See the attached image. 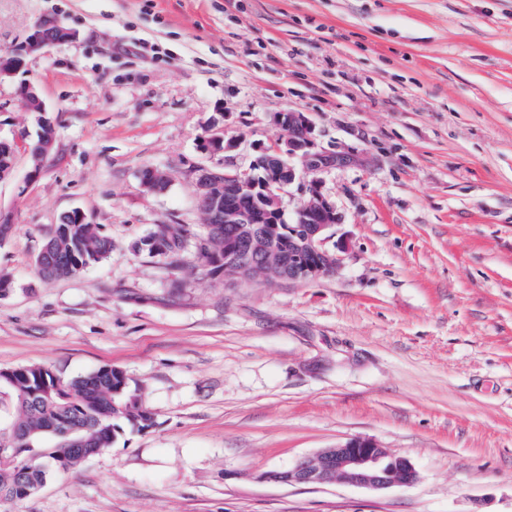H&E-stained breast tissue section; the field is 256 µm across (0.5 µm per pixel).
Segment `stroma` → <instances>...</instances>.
<instances>
[{
	"mask_svg": "<svg viewBox=\"0 0 512 512\" xmlns=\"http://www.w3.org/2000/svg\"><path fill=\"white\" fill-rule=\"evenodd\" d=\"M70 41L26 60L54 147L0 82V371H124L152 413L0 512H512V0H0V52L35 24ZM313 122L356 164L322 175L337 273L225 281L196 257L198 168H248ZM236 141L204 149L212 131ZM171 178L146 192L142 169ZM78 209L112 254L41 280ZM190 231L175 266L142 244ZM419 478L373 491L269 475L352 437ZM182 233L184 234L183 236L185 239V237L191 232L190 229L186 228V226L182 224H158L150 236L142 241V244L146 247L150 254L165 255L172 260L171 263H178L184 239L181 241L180 245L176 246V250H171V248H169L167 245L165 251L156 248L152 244V241L155 239L165 241V237L168 234H170L174 239L179 238L181 237Z\"/></svg>",
	"mask_w": 512,
	"mask_h": 512,
	"instance_id": "1",
	"label": "stroma"
}]
</instances>
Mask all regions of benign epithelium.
I'll use <instances>...</instances> for the list:
<instances>
[{"label": "benign epithelium", "mask_w": 512, "mask_h": 512, "mask_svg": "<svg viewBox=\"0 0 512 512\" xmlns=\"http://www.w3.org/2000/svg\"><path fill=\"white\" fill-rule=\"evenodd\" d=\"M72 37L73 33L61 26L37 24L25 45L9 53L14 62L0 66V80L16 77L24 67L25 56L37 54L51 44L65 42ZM18 92L27 100L29 111L41 115L38 134L42 150L29 175L32 181L39 175L53 149L54 132L42 118L46 105L32 83H20ZM276 122L283 131V138L275 147L259 150L249 168L199 170L196 177L197 202L207 200L214 210L224 208V223L239 224L244 231L246 256L229 260L224 266L225 274L244 277L256 271L271 270L277 278H286L292 283L311 282L334 273L341 265V253L346 250L343 243L338 244L334 251L326 246L327 229L341 223V217L335 205L321 191L320 174L355 163L358 158L345 152L317 148L314 127L301 112L281 113ZM166 178L168 173L155 167L146 168V173L140 175L141 185L152 194L159 193V187ZM295 183L305 199L289 215L283 208V195ZM245 196L252 198L255 211L278 222L298 225L302 234L296 255L312 254L317 261L302 267L293 260L284 261L279 250L271 245L272 228L256 223L229 203L233 198ZM269 478L285 484L337 481L371 490H385L413 484L418 473L408 459L389 454L370 438L354 437L306 457L290 469L272 472Z\"/></svg>", "instance_id": "1"}]
</instances>
